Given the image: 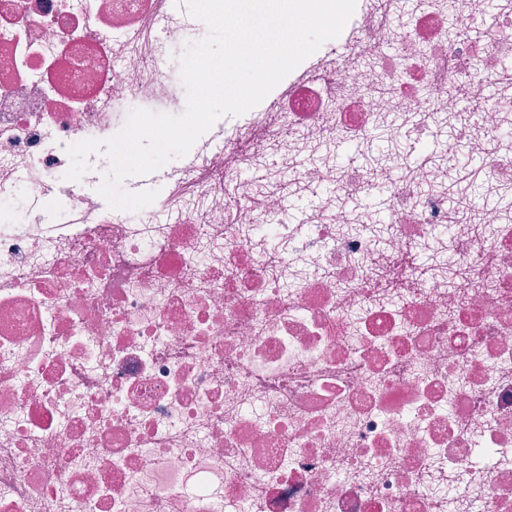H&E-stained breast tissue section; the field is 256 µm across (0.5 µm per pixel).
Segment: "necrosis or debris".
I'll return each mask as SVG.
<instances>
[{"mask_svg":"<svg viewBox=\"0 0 512 512\" xmlns=\"http://www.w3.org/2000/svg\"><path fill=\"white\" fill-rule=\"evenodd\" d=\"M447 29L446 0L398 29L360 0L347 58L220 118L134 222L96 191L108 157L70 181L66 148L137 108L181 114L167 60L205 25L161 0H0V512H512V220L485 211L488 238L449 223L433 167L432 190L391 182L372 224L335 197L373 182L314 161L296 181L326 220L261 223L270 194L224 221L257 157L390 115L460 118L452 148L512 185V92L468 112L451 90L482 100L512 9L480 44ZM448 251L455 268H417Z\"/></svg>","mask_w":512,"mask_h":512,"instance_id":"necrosis-or-debris-1","label":"necrosis or debris"}]
</instances>
